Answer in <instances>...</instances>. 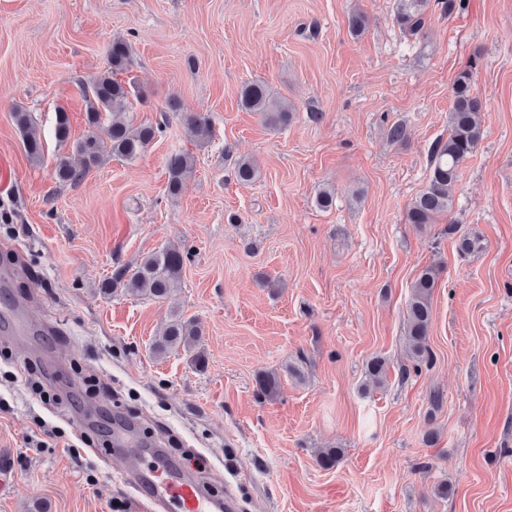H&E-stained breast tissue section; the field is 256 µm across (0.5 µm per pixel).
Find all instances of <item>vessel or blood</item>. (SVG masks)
Segmentation results:
<instances>
[{"label": "vessel or blood", "instance_id": "b4317fda", "mask_svg": "<svg viewBox=\"0 0 512 512\" xmlns=\"http://www.w3.org/2000/svg\"><path fill=\"white\" fill-rule=\"evenodd\" d=\"M114 438L127 449L121 458L123 475L141 496L146 512H233L231 500L203 494L198 483L172 467L163 454L136 448L131 429H117Z\"/></svg>", "mask_w": 512, "mask_h": 512}]
</instances>
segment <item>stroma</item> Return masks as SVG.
Listing matches in <instances>:
<instances>
[{"label":"stroma","instance_id":"stroma-1","mask_svg":"<svg viewBox=\"0 0 512 512\" xmlns=\"http://www.w3.org/2000/svg\"><path fill=\"white\" fill-rule=\"evenodd\" d=\"M396 4L0 0V157L13 175L0 304L39 318L23 336L0 319V512H141L112 450L126 418L236 512H512V0H469L414 36ZM355 11L368 20L358 38ZM115 39L133 49L135 122L162 130L135 162L59 183L56 112L87 133L79 84L106 71ZM473 60L483 136L451 210L408 223ZM251 82L288 102V126L241 107ZM19 107L42 164L24 151ZM197 112L212 122L203 143L183 120ZM396 123L404 141L388 137ZM181 151L195 169L172 197L166 161ZM244 157L259 170L248 183L235 176ZM466 238L476 250L461 251ZM170 244L187 258L166 300L101 292ZM427 266L438 280L418 365L404 327ZM175 313L200 327L204 365L154 352ZM375 356L387 380L368 390ZM263 371L274 398L257 393ZM322 448L343 449L336 467L319 465ZM16 126L22 136L23 146L28 159L34 164H41L45 158V148L37 132L30 112L16 108L13 112Z\"/></svg>","mask_w":512,"mask_h":512}]
</instances>
